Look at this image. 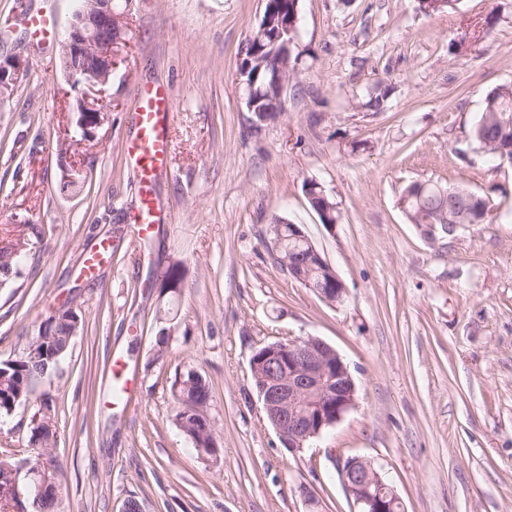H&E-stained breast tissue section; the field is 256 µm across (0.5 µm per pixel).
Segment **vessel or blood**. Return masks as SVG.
Masks as SVG:
<instances>
[{"instance_id":"vessel-or-blood-1","label":"vessel or blood","mask_w":512,"mask_h":512,"mask_svg":"<svg viewBox=\"0 0 512 512\" xmlns=\"http://www.w3.org/2000/svg\"><path fill=\"white\" fill-rule=\"evenodd\" d=\"M25 23L37 42L47 43L53 36L54 23L49 14L26 17ZM138 105L133 120L135 135L127 153L129 163L137 169L140 206L132 218L137 236L150 233L156 221V202L152 185L166 172L170 162L169 127L173 118L174 99L161 85L144 84L138 92Z\"/></svg>"}]
</instances>
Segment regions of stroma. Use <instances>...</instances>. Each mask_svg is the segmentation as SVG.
Instances as JSON below:
<instances>
[{"mask_svg": "<svg viewBox=\"0 0 512 512\" xmlns=\"http://www.w3.org/2000/svg\"><path fill=\"white\" fill-rule=\"evenodd\" d=\"M77 0H0V58L31 65L0 100V247L24 242L0 285V360L22 355L50 311L84 328L29 402L0 418L18 486L50 460L63 512H354L338 467L371 460L405 512H512V166L470 142L484 97L512 82V0H300L296 73L276 121L257 122L239 73L265 0H115L124 63L105 88L107 118L74 140L78 96L58 42L33 41L24 13L67 28ZM172 91V161L154 192L160 222L132 231L139 174L126 159L137 87ZM379 107H368L369 98ZM335 202L322 224L304 190ZM489 197L480 224L425 236L399 198L414 182ZM298 224L347 293L328 305L273 265L261 232ZM111 254L93 274L79 257ZM178 299L148 288L172 264ZM164 322H157V312ZM170 336L156 353L159 327ZM314 336L349 363L356 405L291 453L267 420L249 369L270 342ZM134 388L112 402V359ZM212 387L220 464L177 426L175 378ZM57 443H29L43 396Z\"/></svg>", "mask_w": 512, "mask_h": 512, "instance_id": "stroma-1", "label": "stroma"}]
</instances>
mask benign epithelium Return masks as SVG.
<instances>
[{
	"label": "benign epithelium",
	"mask_w": 512,
	"mask_h": 512,
	"mask_svg": "<svg viewBox=\"0 0 512 512\" xmlns=\"http://www.w3.org/2000/svg\"><path fill=\"white\" fill-rule=\"evenodd\" d=\"M281 0H266L258 25L260 35L270 40L271 51L253 52L240 69H268L272 90L282 96L294 73L292 50L284 35L295 31L297 15L280 10ZM124 13L114 10V0H80L60 42L62 69L73 90L104 87L112 82L122 58L117 45L122 39ZM30 65L20 61H0V97L12 93ZM104 120V106L96 98L84 97L76 121L81 141L92 139L94 129ZM313 255L324 266L329 283L336 288H317L318 295L331 305L344 302L346 288L333 267L315 247ZM252 375L262 382L263 409L288 448L296 453L310 440L334 426L355 405L356 383L350 366L331 346L316 337H294L279 342L265 355L250 361ZM346 493L358 505V512H392L401 502L394 487L373 462L349 457L339 467Z\"/></svg>",
	"instance_id": "obj_1"
}]
</instances>
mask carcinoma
I'll list each match as a JSON object with an SVG mask.
<instances>
[{"label":"carcinoma","mask_w":512,"mask_h":512,"mask_svg":"<svg viewBox=\"0 0 512 512\" xmlns=\"http://www.w3.org/2000/svg\"><path fill=\"white\" fill-rule=\"evenodd\" d=\"M471 143L480 151L512 164V83L502 84L487 93L483 109L470 131ZM402 206L411 223L427 231L435 225L436 231L450 234L458 224H479L489 209L490 201L477 192L462 186L444 188L432 183H414L401 197ZM263 243L268 253L290 255L297 261L295 273L289 277L305 287H316L327 279L313 258L308 256L303 243L293 239L289 224L266 227ZM17 257L9 250H0V281L17 273ZM181 280L180 269L167 268L156 276L154 284L160 294ZM83 327L75 311L60 309L40 323L25 352L16 359L0 361V416L10 415L16 407L29 401L33 385L56 368L59 359L70 349L73 338ZM179 407L175 414L177 425L188 435L196 452L217 459L211 448L215 439L208 417L212 400V387L195 370H188L176 378ZM35 415L41 422L32 429L31 442L38 448H48L55 442V407L50 398L40 402ZM16 469L9 452L0 454V508L16 501L12 474ZM61 489L48 484L41 497L34 495L25 500L26 507L35 512H60Z\"/></svg>","instance_id":"obj_1"}]
</instances>
